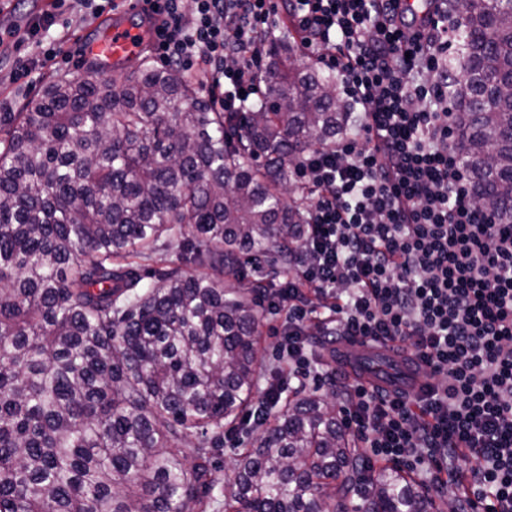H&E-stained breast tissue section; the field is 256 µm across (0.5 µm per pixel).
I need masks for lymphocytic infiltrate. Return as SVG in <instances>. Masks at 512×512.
<instances>
[{
    "label": "lymphocytic infiltrate",
    "mask_w": 512,
    "mask_h": 512,
    "mask_svg": "<svg viewBox=\"0 0 512 512\" xmlns=\"http://www.w3.org/2000/svg\"><path fill=\"white\" fill-rule=\"evenodd\" d=\"M155 51L201 67L223 110L256 95L281 21L333 71L360 128L304 153L292 178L312 202L286 269L251 281L286 365L276 392L315 380L341 406L362 462L441 483L482 512H512V225L490 221L460 161L448 26L402 0H145ZM383 336L432 380L427 397L371 390L321 366L312 336Z\"/></svg>",
    "instance_id": "f902f5d3"
}]
</instances>
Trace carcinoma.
<instances>
[{"label":"carcinoma","mask_w":512,"mask_h":512,"mask_svg":"<svg viewBox=\"0 0 512 512\" xmlns=\"http://www.w3.org/2000/svg\"><path fill=\"white\" fill-rule=\"evenodd\" d=\"M457 60L462 161L512 224V0H471ZM260 89L219 111L143 54L0 112V512H339L362 484L336 400L296 392L213 497L261 379L259 307L230 278L298 241L295 162L357 121L284 33ZM368 482L376 512L433 508L393 465ZM239 447V440L237 437L236 428L229 429L224 432V448H220L216 455V472L214 477L218 481V486L214 491V495L219 500H224V477L231 472L232 457L234 448Z\"/></svg>","instance_id":"cac0c4a2"}]
</instances>
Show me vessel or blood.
<instances>
[{
	"instance_id": "obj_1",
	"label": "vessel or blood",
	"mask_w": 512,
	"mask_h": 512,
	"mask_svg": "<svg viewBox=\"0 0 512 512\" xmlns=\"http://www.w3.org/2000/svg\"><path fill=\"white\" fill-rule=\"evenodd\" d=\"M142 46L138 31L118 23L94 44L93 50L98 56L117 62L137 55ZM397 350V345L384 337L351 336L338 344L336 360L352 380L363 385L376 383L415 397L424 395L430 386L428 376L423 370L395 363Z\"/></svg>"
}]
</instances>
